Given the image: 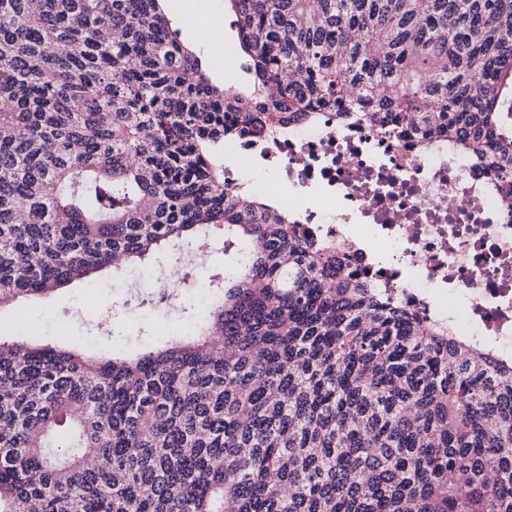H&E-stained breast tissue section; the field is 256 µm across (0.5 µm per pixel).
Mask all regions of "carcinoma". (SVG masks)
<instances>
[{"label":"carcinoma","instance_id":"cac0c4a2","mask_svg":"<svg viewBox=\"0 0 512 512\" xmlns=\"http://www.w3.org/2000/svg\"><path fill=\"white\" fill-rule=\"evenodd\" d=\"M0 0V307L223 230L191 336L0 333V512H512V366L341 270L215 161L316 112L512 181V0H227L247 94L161 0Z\"/></svg>","mask_w":512,"mask_h":512}]
</instances>
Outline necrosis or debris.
<instances>
[{
    "label": "necrosis or debris",
    "instance_id": "4bbe7bcc",
    "mask_svg": "<svg viewBox=\"0 0 512 512\" xmlns=\"http://www.w3.org/2000/svg\"><path fill=\"white\" fill-rule=\"evenodd\" d=\"M287 182L290 223L344 270L463 344L512 363V186L447 139L319 113L226 141Z\"/></svg>",
    "mask_w": 512,
    "mask_h": 512
}]
</instances>
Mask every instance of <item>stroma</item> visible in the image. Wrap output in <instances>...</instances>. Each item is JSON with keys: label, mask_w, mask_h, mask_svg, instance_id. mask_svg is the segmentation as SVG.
I'll use <instances>...</instances> for the list:
<instances>
[{"label": "stroma", "mask_w": 512, "mask_h": 512, "mask_svg": "<svg viewBox=\"0 0 512 512\" xmlns=\"http://www.w3.org/2000/svg\"><path fill=\"white\" fill-rule=\"evenodd\" d=\"M167 15L180 41L200 56L212 82L220 84L230 80L238 88L247 87L251 77L241 67L243 54L234 50L237 33L224 0H168ZM201 16L218 22L229 54L221 57L211 54L197 25ZM97 278L99 284L105 285L106 292L94 320L77 317L76 311L88 290L82 283L75 282L43 297L0 308V322L9 323L23 313L31 323L25 332L31 341L61 342L75 349L99 341L131 351L146 345H164L193 320L196 302L191 291H184L174 302L144 295L132 288L123 265L107 267Z\"/></svg>", "instance_id": "stroma-1"}]
</instances>
